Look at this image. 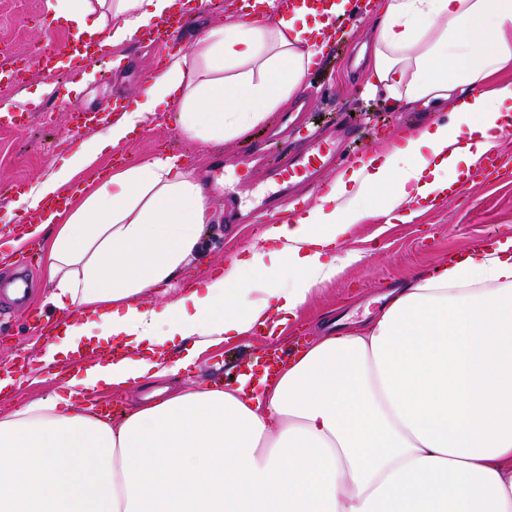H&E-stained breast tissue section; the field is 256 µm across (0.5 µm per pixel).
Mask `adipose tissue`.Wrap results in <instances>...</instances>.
<instances>
[{
    "label": "adipose tissue",
    "instance_id": "obj_1",
    "mask_svg": "<svg viewBox=\"0 0 512 512\" xmlns=\"http://www.w3.org/2000/svg\"><path fill=\"white\" fill-rule=\"evenodd\" d=\"M197 0H55L97 55L137 39ZM328 13L254 0L171 57L89 154L24 196L35 220L0 242V263L37 244L69 313L47 361L87 360L50 397L0 419V512H512V236L387 292L355 330L294 352L273 376L240 373L224 390L186 388L120 424L84 397L194 367L208 347L276 334L341 267L336 248L379 213L407 224L446 199L512 125V0H378L364 92L448 121L340 172L316 202L268 222L244 257L168 298L187 270L209 201L168 154L74 179L119 148L147 115L170 112L203 144L233 140L282 109L332 45ZM164 298L155 307L153 298Z\"/></svg>",
    "mask_w": 512,
    "mask_h": 512
}]
</instances>
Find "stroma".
Masks as SVG:
<instances>
[{"label": "stroma", "mask_w": 512, "mask_h": 512, "mask_svg": "<svg viewBox=\"0 0 512 512\" xmlns=\"http://www.w3.org/2000/svg\"><path fill=\"white\" fill-rule=\"evenodd\" d=\"M346 27L348 36L335 44L323 65L307 78L313 88L310 114L315 125H353L359 149L370 153L397 144L404 129L443 119L440 110H395L384 96L365 97L373 28L354 18ZM72 35V28L47 9L46 0H0V43L11 45L17 53L46 44L61 53ZM112 54L121 58V68L105 74L99 62L85 64L82 92L62 97L52 111L34 113L24 129H0V229L19 224L20 190L50 176L63 158L93 146L96 131H72L70 112L96 110L117 94L125 101L134 100L151 80L158 62L169 56L168 51L135 42L113 49ZM262 133L257 127L229 142L203 144L184 135L170 116L158 114L148 117L141 130L120 147L133 164L172 150L192 162L197 171L214 170L217 185L207 190L211 220L190 262L196 274H212L226 260L241 255L261 233L253 224H225L224 192H238L248 207L268 192L265 183L247 187L241 182L243 154ZM496 153L507 166L506 175L478 179L408 224H386L373 216L355 225L338 250L341 272L317 287L301 319L282 335L253 334L213 347L201 355L193 371L166 378V386L176 390L205 385L210 372L225 363L242 364L268 349L311 343L343 309L350 315V328H357L379 311L387 289L428 271L449 254L468 249L473 241L512 234V135L501 140ZM354 254L359 257L355 263L350 260ZM47 342L43 329L33 328L24 311L6 308L0 317V364L18 362L24 369L13 395L0 400V415L13 406L46 398L59 386L55 374L60 363L43 360Z\"/></svg>", "instance_id": "35a3bbf8"}]
</instances>
